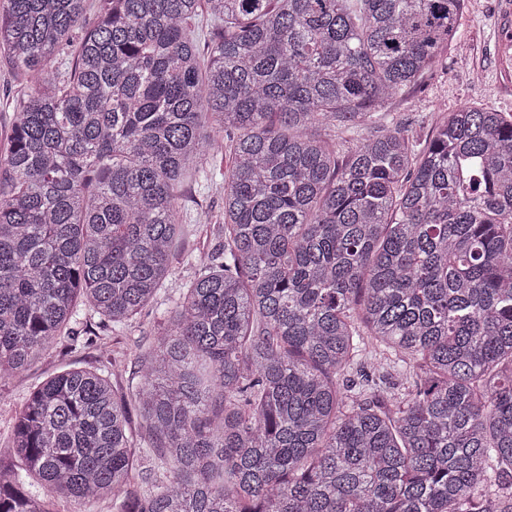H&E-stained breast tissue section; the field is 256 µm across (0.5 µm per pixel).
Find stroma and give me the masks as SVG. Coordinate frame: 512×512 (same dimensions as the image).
Wrapping results in <instances>:
<instances>
[{"mask_svg": "<svg viewBox=\"0 0 512 512\" xmlns=\"http://www.w3.org/2000/svg\"><path fill=\"white\" fill-rule=\"evenodd\" d=\"M503 5L504 0H465L457 40L443 51L439 66L405 96L374 113L367 125L333 130L331 136L337 145L349 148L395 124L410 140L420 143L430 136L444 112L463 105L512 115V67L502 58L504 47L512 41V23L503 17ZM26 91L25 79L1 54L0 152L7 147L15 112ZM230 167V162H222L219 171L192 184L182 200L188 223L204 227L188 244L196 256H204L224 240V174ZM194 272V265L175 258L171 276L140 315L113 328L97 329L92 343L75 347L64 341L54 344L27 370L0 380V451L11 442L14 417L29 392L63 369L109 368L117 389H127L134 356L146 347L158 318L174 307Z\"/></svg>", "mask_w": 512, "mask_h": 512, "instance_id": "stroma-1", "label": "stroma"}]
</instances>
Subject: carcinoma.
Returning <instances> with one entry per match:
<instances>
[{
	"label": "carcinoma",
	"instance_id": "cac0c4a2",
	"mask_svg": "<svg viewBox=\"0 0 512 512\" xmlns=\"http://www.w3.org/2000/svg\"><path fill=\"white\" fill-rule=\"evenodd\" d=\"M85 4L0 0L30 79L0 153V379L92 341L80 297L105 327L142 313L227 135L224 245L127 398L80 368L29 393L0 512H512V118L462 106L420 147L320 134L418 84L465 0ZM369 345L404 367L372 395L347 378Z\"/></svg>",
	"mask_w": 512,
	"mask_h": 512
}]
</instances>
